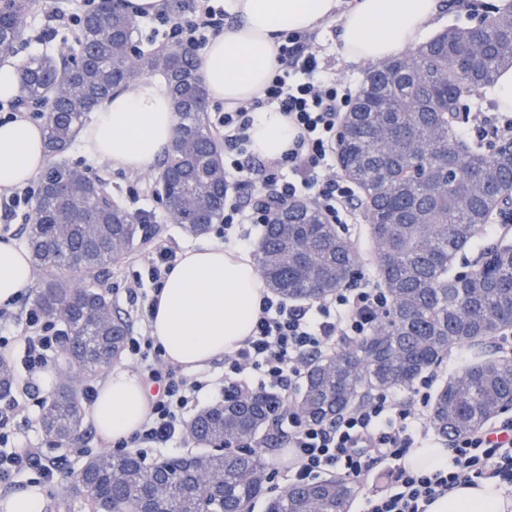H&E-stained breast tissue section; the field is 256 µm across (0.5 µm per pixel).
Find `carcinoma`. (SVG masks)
<instances>
[{
  "label": "carcinoma",
  "mask_w": 512,
  "mask_h": 512,
  "mask_svg": "<svg viewBox=\"0 0 512 512\" xmlns=\"http://www.w3.org/2000/svg\"><path fill=\"white\" fill-rule=\"evenodd\" d=\"M33 0H0V51L24 39ZM135 19L106 7L80 20L72 54L87 58L76 72L65 51L34 57L17 72L20 106L46 105L44 138L53 158L41 175L24 227L32 261L44 277L37 307L63 324L65 354L89 373L121 356L128 325L95 286L97 273L118 262L140 225L99 188L88 170L62 159L94 104L149 74L164 76L177 114L175 134L190 138L173 151L162 192L180 202L174 223L196 235L210 227L224 191V168L207 123L208 93L190 49L127 53ZM512 68V11L489 24L450 27L366 76L346 118L338 166L364 194L376 245L378 280L389 302L372 332L311 360L294 402L307 421H331L372 392L411 384L440 363L448 347L483 346L512 326V248L482 250L463 282L448 279V257L476 241L495 213L509 207L499 192L512 184V145L489 152L464 147L454 135L460 85H493ZM259 271L286 299L317 301L350 283L358 255L351 241L325 224L308 202L282 207L266 225ZM512 404V359L489 356L448 378L430 410L434 429L459 438ZM280 403L268 395H231L202 410L191 438L204 450L147 466L134 454L101 450L87 458L70 485L91 512L112 505L161 512H248L267 494L266 465L251 447ZM84 409L64 381L41 416L46 441L62 445L81 431ZM354 487L342 478L290 487L267 500L266 512H348Z\"/></svg>",
  "instance_id": "obj_1"
}]
</instances>
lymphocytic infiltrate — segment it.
Returning a JSON list of instances; mask_svg holds the SVG:
<instances>
[{
  "mask_svg": "<svg viewBox=\"0 0 512 512\" xmlns=\"http://www.w3.org/2000/svg\"><path fill=\"white\" fill-rule=\"evenodd\" d=\"M157 18L195 52L224 28L223 15L208 0H167ZM314 40L311 33L285 35L263 98L221 113L215 122L224 139V177L230 189L224 222L217 228L224 242L245 244L246 226H260L278 205L304 196L315 199L317 208L333 219L356 215V194L335 171L338 126L349 96L320 66ZM266 106L287 116L295 136L281 157L255 165L247 161L248 131L255 111ZM257 179L268 195L266 202L243 204L239 190ZM148 241L147 274L134 276L126 286L134 302L143 296V281L162 287L178 260L177 252L158 233H151ZM387 303L384 288L372 279L307 304H291L275 294L264 297L251 336L224 357L225 388L247 393L272 390L284 404H292V382L308 360L369 335ZM2 320L23 328L22 363L28 375L57 365L64 337L53 320L34 306L19 312L0 308ZM126 348L140 359L141 375L150 388V411L136 433L117 441V450L141 455L149 448L182 443L188 433L189 408L207 387L206 377H185L165 362L153 345L148 323H141L137 334L128 336ZM436 378L433 372L421 376L413 398L394 400L380 393L332 423H308L289 413L285 425L276 426L266 439L270 445L287 444L292 456L289 485L309 483L331 470L353 482L370 475L386 481V490L366 497L363 512H427L438 497L479 478H494L511 487L512 420L486 421L451 442L448 463L442 468L429 472L406 468L409 450L428 439L429 402ZM20 412L16 404L0 408V485H12L29 469L39 470L42 482L53 481L60 473L58 464H43L36 449L10 448Z\"/></svg>",
  "mask_w": 512,
  "mask_h": 512,
  "instance_id": "f902f5d3",
  "label": "lymphocytic infiltrate"
}]
</instances>
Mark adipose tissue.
Here are the masks:
<instances>
[{
    "label": "adipose tissue",
    "mask_w": 512,
    "mask_h": 512,
    "mask_svg": "<svg viewBox=\"0 0 512 512\" xmlns=\"http://www.w3.org/2000/svg\"><path fill=\"white\" fill-rule=\"evenodd\" d=\"M236 24L205 47L200 73L209 99L232 108L262 97L283 35L340 23L345 57L376 64L414 47L438 13V0H229ZM176 116L167 83L141 78L94 108L81 131L86 153L127 171L151 170L171 151ZM251 151L281 156L294 132L276 108L257 112ZM48 162L41 124L20 117L0 122V191L32 183ZM27 249L0 241V306L16 300L34 280ZM265 287L251 256L200 244L180 255L155 296L151 335L167 362L187 371L207 367L250 336ZM149 413V389L136 374L115 371L98 388L91 417L98 435L112 442L138 431ZM428 512H512V495L493 479L457 487Z\"/></svg>",
    "instance_id": "obj_1"
}]
</instances>
